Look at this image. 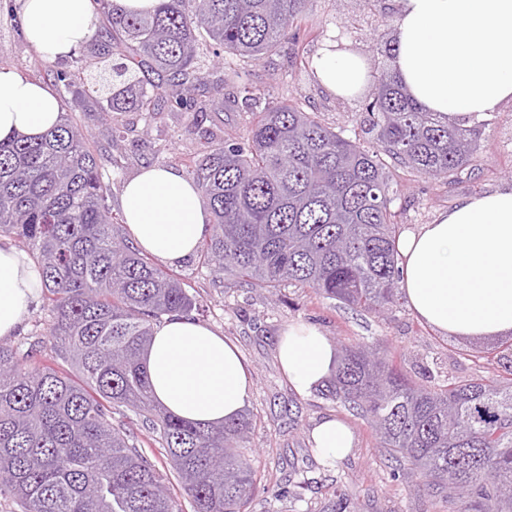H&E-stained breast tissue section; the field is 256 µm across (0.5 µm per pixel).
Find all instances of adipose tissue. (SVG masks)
Segmentation results:
<instances>
[{"mask_svg":"<svg viewBox=\"0 0 512 512\" xmlns=\"http://www.w3.org/2000/svg\"><path fill=\"white\" fill-rule=\"evenodd\" d=\"M30 46L47 61L70 56L97 29L94 0H18ZM396 16L391 69L424 111L475 122L512 105V0H388ZM319 85L339 98L371 88L366 55L332 31L313 56ZM58 96L25 72L0 69V140L35 139L60 120ZM120 205L135 245L169 266L191 258L209 230L200 189L169 165L142 169L122 185ZM399 287L438 332L484 340L512 334V184L460 198L433 223L404 232ZM42 287L38 266L0 243V339L16 335ZM335 345L309 325L279 340L284 374L302 394L322 387ZM145 362L155 397L175 415L202 422L236 417L250 392L235 344L209 325L174 317L157 326ZM325 463L347 456V425L321 419L311 431Z\"/></svg>","mask_w":512,"mask_h":512,"instance_id":"obj_1","label":"adipose tissue"}]
</instances>
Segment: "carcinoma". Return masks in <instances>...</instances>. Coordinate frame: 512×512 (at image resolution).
I'll return each mask as SVG.
<instances>
[{
  "mask_svg": "<svg viewBox=\"0 0 512 512\" xmlns=\"http://www.w3.org/2000/svg\"><path fill=\"white\" fill-rule=\"evenodd\" d=\"M311 0H159L147 15L97 0L106 26L91 54L55 81L76 98L92 58L106 112L189 106L207 88L201 41L224 53L222 82L251 113L246 143L208 142L189 174L213 214L199 263L255 288H310L353 308L399 304V224L391 169L449 185L468 176L491 120L448 125L375 70L362 132L366 148L302 101L262 102L243 80L256 62L299 38ZM109 184L88 132L64 116L37 139L0 140V234L13 236L42 274L50 349L79 379L0 345V495L22 512H247L258 480L250 410L222 423L171 414L154 396L144 360L157 323L191 316L196 298L115 231ZM506 377L412 382L391 357L341 347L322 395L363 417L399 465L457 512H512V365ZM154 435L162 471L112 415Z\"/></svg>",
  "mask_w": 512,
  "mask_h": 512,
  "instance_id": "obj_1",
  "label": "carcinoma"
}]
</instances>
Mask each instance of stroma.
<instances>
[{"instance_id":"obj_1","label":"stroma","mask_w":512,"mask_h":512,"mask_svg":"<svg viewBox=\"0 0 512 512\" xmlns=\"http://www.w3.org/2000/svg\"><path fill=\"white\" fill-rule=\"evenodd\" d=\"M394 23L384 0L372 7L362 0H312L305 18L311 36L304 39L302 48L314 52L316 35L342 26L353 45L371 58L377 42L388 39ZM296 50L288 44L248 65L253 84L268 89L273 102L299 98L333 127L352 128L364 116L362 97L340 99L324 93L307 74L298 72ZM0 67L24 71L51 87L55 84L53 72L71 70L72 61L65 58L43 67L20 29L0 15ZM236 94V86L230 84L225 86L223 98L200 112L165 102L146 119L125 112L106 121L96 94L86 91L78 102L77 118L99 154L118 161L117 166L104 168L109 180L107 204L112 211L120 209L122 182L142 167L167 164L186 169L212 133L242 140L248 109ZM493 120L463 182L450 187L404 168L395 169L398 193L393 208L401 214L403 230L432 223L461 197L512 183V106L496 113ZM115 128L121 131L116 139L111 136ZM173 272L187 283L200 306L195 319L234 343L250 373L247 407L257 416L250 445L256 450L264 485L256 492L250 512H290L297 495L303 499L301 512H450L445 498L419 491V473L396 465L361 416L336 406L319 392H296L282 371L278 343L288 324H311L334 344H366L395 357L419 384L429 383L437 375L456 380L477 374L498 377L502 364L487 353L484 343L438 334L406 303L379 315L354 310L309 288L288 287L271 294L216 277L202 269L195 256ZM329 416L347 424L354 445L346 457L327 467L312 445L311 430ZM298 470L306 471L309 479L301 488L295 484ZM268 486L280 490L279 500L267 498L264 489Z\"/></svg>"}]
</instances>
